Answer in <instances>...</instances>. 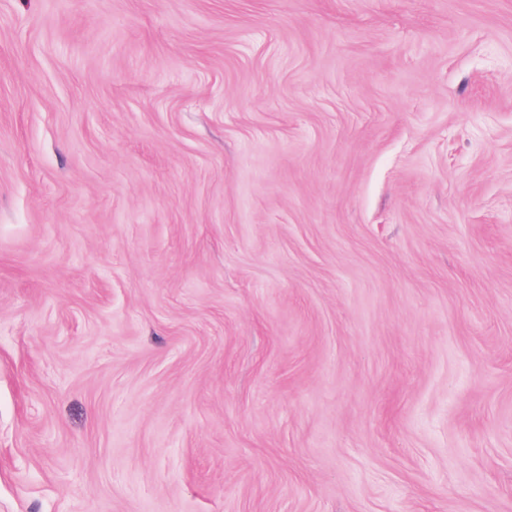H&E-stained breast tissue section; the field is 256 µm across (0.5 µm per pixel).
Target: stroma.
Segmentation results:
<instances>
[{
	"mask_svg": "<svg viewBox=\"0 0 512 512\" xmlns=\"http://www.w3.org/2000/svg\"><path fill=\"white\" fill-rule=\"evenodd\" d=\"M0 512H512V0H0Z\"/></svg>",
	"mask_w": 512,
	"mask_h": 512,
	"instance_id": "stroma-1",
	"label": "stroma"
}]
</instances>
